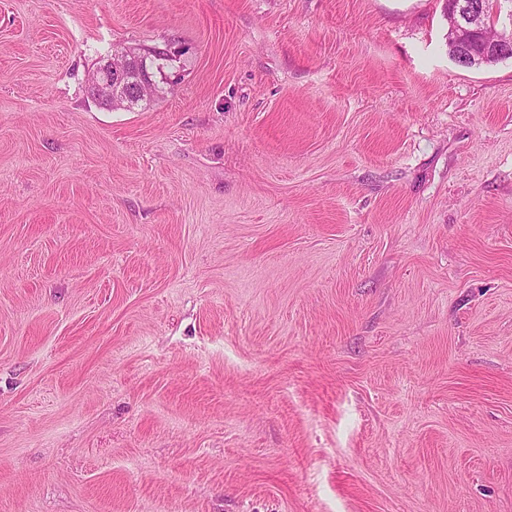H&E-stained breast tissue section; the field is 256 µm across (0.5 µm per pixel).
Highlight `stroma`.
<instances>
[{
  "mask_svg": "<svg viewBox=\"0 0 512 512\" xmlns=\"http://www.w3.org/2000/svg\"><path fill=\"white\" fill-rule=\"evenodd\" d=\"M445 0H0V512H512V59ZM170 49L164 95L88 92ZM450 5L448 50L457 65L472 68L503 61L494 54L477 55L471 60L470 66H467L470 59L476 55L477 49L463 40L465 34H469L479 43L478 48L481 52L510 55L512 41L507 43L487 38L481 39L482 31L487 26L483 21L481 3L474 0H451ZM113 56L119 58L122 64L118 67L113 66L111 57L102 66L96 68L88 85L93 96L107 100L112 108L124 110H128L131 106V96L140 98L132 101L131 110H134L138 107L146 108L154 98L164 92L157 84L155 94L145 99L154 91L155 82L146 72L140 61L141 58L128 49L118 50Z\"/></svg>",
  "mask_w": 512,
  "mask_h": 512,
  "instance_id": "obj_1",
  "label": "stroma"
}]
</instances>
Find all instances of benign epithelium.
<instances>
[{
	"mask_svg": "<svg viewBox=\"0 0 512 512\" xmlns=\"http://www.w3.org/2000/svg\"><path fill=\"white\" fill-rule=\"evenodd\" d=\"M448 22V50L459 66L468 65L478 50L501 55L512 53V41L507 43L481 38L486 23L483 21L481 4L476 0H451ZM498 23L512 28V0H497L493 24ZM114 56L122 64L115 67L109 59L97 67L89 83V91L93 96L108 101L111 106L127 110L131 106V97H149L154 91L155 82L135 53L124 49L116 51Z\"/></svg>",
	"mask_w": 512,
	"mask_h": 512,
	"instance_id": "benign-epithelium-1",
	"label": "benign epithelium"
}]
</instances>
